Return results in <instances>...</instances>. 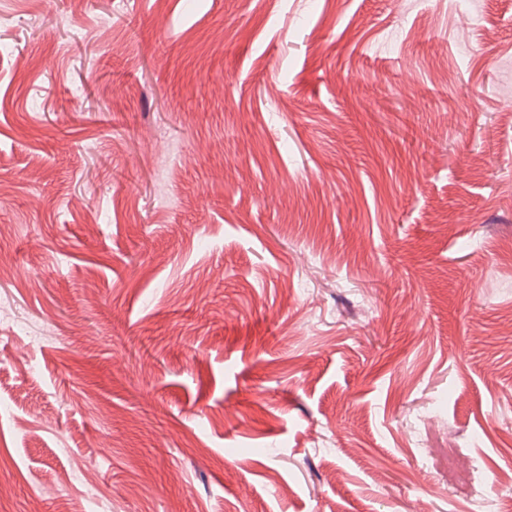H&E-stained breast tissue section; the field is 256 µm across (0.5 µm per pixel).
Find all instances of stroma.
<instances>
[{
  "label": "stroma",
  "mask_w": 512,
  "mask_h": 512,
  "mask_svg": "<svg viewBox=\"0 0 512 512\" xmlns=\"http://www.w3.org/2000/svg\"><path fill=\"white\" fill-rule=\"evenodd\" d=\"M0 512H512V0H0Z\"/></svg>",
  "instance_id": "stroma-1"
}]
</instances>
